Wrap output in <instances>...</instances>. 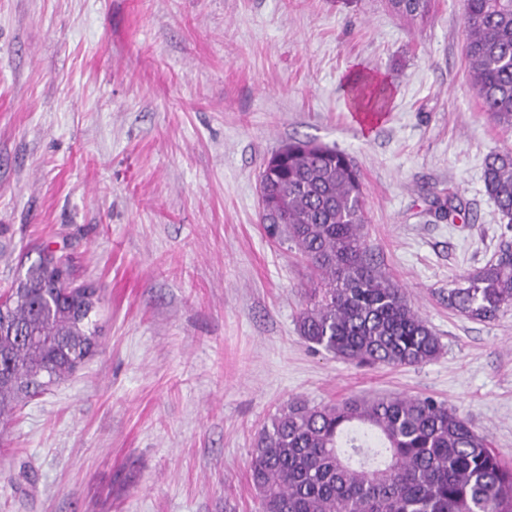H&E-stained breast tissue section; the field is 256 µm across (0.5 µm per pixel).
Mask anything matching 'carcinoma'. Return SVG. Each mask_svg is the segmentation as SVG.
<instances>
[{
  "label": "carcinoma",
  "instance_id": "cac0c4a2",
  "mask_svg": "<svg viewBox=\"0 0 512 512\" xmlns=\"http://www.w3.org/2000/svg\"><path fill=\"white\" fill-rule=\"evenodd\" d=\"M425 21L430 0H386ZM473 88L493 122L512 129V0H465ZM486 194L506 222L493 257L448 289V309L490 321L512 308V152L484 160ZM262 223L316 278L298 317L306 342L337 358L419 366L443 350L401 288L369 257L360 173L345 152L293 139L259 174ZM48 251L0 302V418L70 375L95 345L92 287L71 288ZM256 512H512V467L447 404L431 396L293 399L263 425L252 451Z\"/></svg>",
  "mask_w": 512,
  "mask_h": 512
}]
</instances>
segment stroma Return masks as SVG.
<instances>
[{
  "label": "stroma",
  "instance_id": "1",
  "mask_svg": "<svg viewBox=\"0 0 512 512\" xmlns=\"http://www.w3.org/2000/svg\"><path fill=\"white\" fill-rule=\"evenodd\" d=\"M466 40L464 0L425 24L383 0H0V293L47 247L101 294L94 353L0 423V512H255L256 434L295 397L431 396L512 463V310L448 308L497 249L483 162L512 151ZM355 77L387 85L385 112H353ZM291 139L353 158L370 255L436 360L301 338L308 271L266 235L257 180Z\"/></svg>",
  "mask_w": 512,
  "mask_h": 512
}]
</instances>
